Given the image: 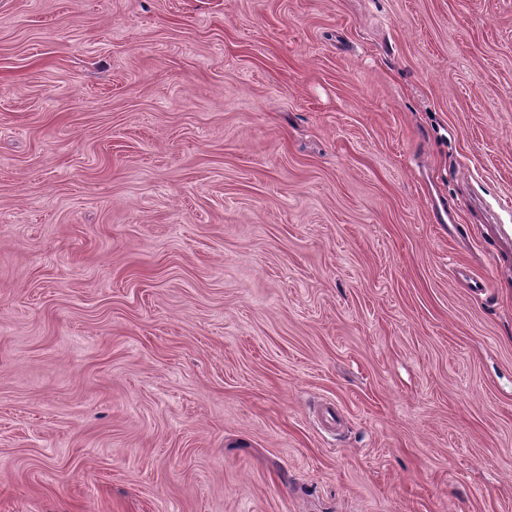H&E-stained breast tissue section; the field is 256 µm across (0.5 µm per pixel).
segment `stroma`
I'll list each match as a JSON object with an SVG mask.
<instances>
[{
  "instance_id": "35a3bbf8",
  "label": "stroma",
  "mask_w": 512,
  "mask_h": 512,
  "mask_svg": "<svg viewBox=\"0 0 512 512\" xmlns=\"http://www.w3.org/2000/svg\"><path fill=\"white\" fill-rule=\"evenodd\" d=\"M500 224L512 0H0V512H512Z\"/></svg>"
}]
</instances>
